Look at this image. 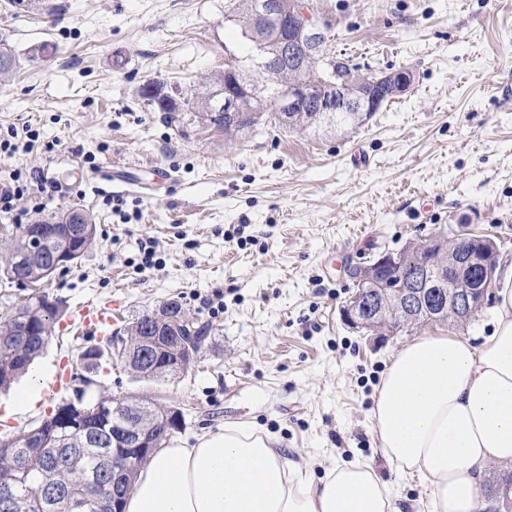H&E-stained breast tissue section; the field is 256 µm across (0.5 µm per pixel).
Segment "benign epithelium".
<instances>
[{
	"label": "benign epithelium",
	"instance_id": "benign-epithelium-1",
	"mask_svg": "<svg viewBox=\"0 0 512 512\" xmlns=\"http://www.w3.org/2000/svg\"><path fill=\"white\" fill-rule=\"evenodd\" d=\"M244 25L255 42L259 55L255 68L260 73L275 75V62L283 52L288 51L300 57V64L288 76V103L273 101L275 112L298 111L297 101L306 89L315 86L319 93V112H357L361 117L369 116L376 110L377 93L380 87L387 86L391 93L401 94L413 83V72L400 68L383 75L373 73L358 74L354 71L344 74H326L317 84L309 82L308 65L313 64L324 70L333 64V56L328 53L331 22L314 4V0H249L244 12ZM262 87L248 78L236 63H227L224 68V82L215 95L224 100L227 112L244 111V101L250 97H261ZM441 238L411 242L401 252L386 251L369 264L361 265L354 275L359 291L342 311V318L356 328H373L375 320L383 321L385 331L394 334L404 329L405 324L389 319L385 305V292L390 290L429 321L449 313L455 320L465 322L480 308L488 293L489 283L471 276L472 271L480 270L487 275V264L493 258L482 260L484 238L464 236L461 238L460 252L448 265H435L434 255ZM409 260L420 262V270L408 288L391 285L385 279L388 271H399ZM448 282V292L444 294L442 307L433 312L427 309V297L436 286V279ZM153 337H142V344L132 348L115 339L113 352L124 365L133 360L148 361ZM112 441L117 448H130L140 455L151 453L154 445L135 423L120 420L112 424Z\"/></svg>",
	"mask_w": 512,
	"mask_h": 512
}]
</instances>
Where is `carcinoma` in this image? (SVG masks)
<instances>
[{"mask_svg":"<svg viewBox=\"0 0 512 512\" xmlns=\"http://www.w3.org/2000/svg\"><path fill=\"white\" fill-rule=\"evenodd\" d=\"M141 97L145 104L165 113L167 124L179 130L193 113L198 122L214 132L234 134L258 125L267 110V104L251 101L244 112H226L224 103L212 96V91L190 92L179 106L170 95L159 97L143 86ZM362 120L348 112H337L331 120L318 122L313 113L294 116L290 129H307L313 126H356ZM48 224H79L83 233L80 239L67 240L53 232H46L43 251L46 254L61 250L72 251L83 240L93 241L97 227L88 215L79 216L66 211L57 217L43 220ZM29 239L25 226H17L6 254L0 257V278L11 283L20 276L35 283L50 278L46 266L26 259ZM62 313L58 300L46 292L32 294L0 313V390L8 389L26 374L32 363L40 357L52 338L54 323ZM23 322L31 328L30 335L14 334L17 324ZM182 342L201 350L209 327L183 318L178 327ZM83 357L94 368L105 357H113L112 341L85 350ZM177 351L170 348L166 336L155 341L152 360L132 363L131 369L144 377L163 378L173 371H187L188 366H177ZM145 408L140 418L141 426L154 438L158 447L169 439L171 432L179 431L180 424L170 418V428H165L163 414L147 400L99 397L84 403L88 412L83 414L60 402L41 423L16 436L0 439V481L15 480L14 512H68V500L81 496L88 500V512H96L98 502L112 505V473L127 472L125 480L135 477L142 463L141 457L116 448L112 444V422L125 417L130 410ZM49 489L53 497L47 499L40 490Z\"/></svg>","mask_w":512,"mask_h":512,"instance_id":"carcinoma-1","label":"carcinoma"}]
</instances>
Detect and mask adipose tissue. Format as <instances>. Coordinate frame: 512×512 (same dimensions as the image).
I'll use <instances>...</instances> for the list:
<instances>
[{
    "label": "adipose tissue",
    "mask_w": 512,
    "mask_h": 512,
    "mask_svg": "<svg viewBox=\"0 0 512 512\" xmlns=\"http://www.w3.org/2000/svg\"><path fill=\"white\" fill-rule=\"evenodd\" d=\"M490 335L418 336L393 356L371 419L399 477L416 476L431 512H476L488 469L512 465V264L496 276ZM276 438L247 422L196 445H165L139 469L126 512H398L393 484L366 462L320 482L288 463Z\"/></svg>",
    "instance_id": "adipose-tissue-1"
}]
</instances>
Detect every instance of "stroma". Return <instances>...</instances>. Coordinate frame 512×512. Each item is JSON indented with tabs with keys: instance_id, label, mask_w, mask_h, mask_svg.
<instances>
[{
	"instance_id": "obj_1",
	"label": "stroma",
	"mask_w": 512,
	"mask_h": 512,
	"mask_svg": "<svg viewBox=\"0 0 512 512\" xmlns=\"http://www.w3.org/2000/svg\"><path fill=\"white\" fill-rule=\"evenodd\" d=\"M40 11L0 0V45L16 68L0 79V133L31 126L34 145L0 172L34 174L21 221L0 213V241L17 223L87 211L96 239L42 289L72 317L121 296L129 323L170 300L208 325L187 373L135 378L116 362L90 371V336L62 325L31 374L0 393L13 432L56 406L33 385L52 383L61 354L90 398L139 395L178 410L173 443L193 446L246 421L278 440L315 479L362 459L396 483L401 512H429L424 483L398 478L371 421L375 391L413 335L490 333L492 300L466 323H429L384 340L342 317L355 293L345 262L434 234L494 240L512 260V0H317L333 23L337 57L375 73L408 68L412 87L362 126L297 136L266 114L232 138L198 124L170 127L144 105L146 82L190 89L246 54L234 0H45ZM120 166L133 188L100 171ZM154 242L143 265L138 245Z\"/></svg>"
}]
</instances>
